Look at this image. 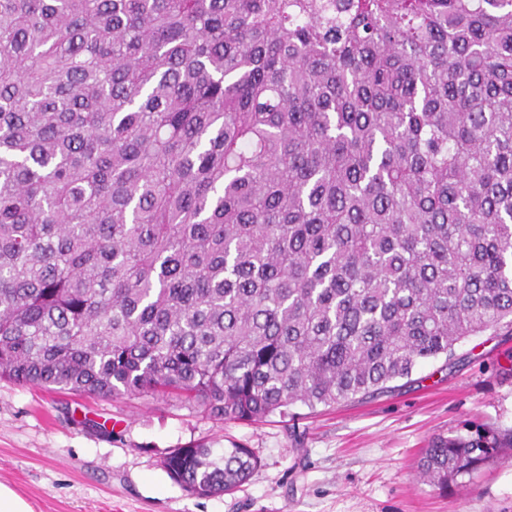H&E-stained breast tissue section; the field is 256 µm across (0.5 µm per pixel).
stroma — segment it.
Wrapping results in <instances>:
<instances>
[{
  "label": "stroma",
  "instance_id": "35a3bbf8",
  "mask_svg": "<svg viewBox=\"0 0 512 512\" xmlns=\"http://www.w3.org/2000/svg\"><path fill=\"white\" fill-rule=\"evenodd\" d=\"M512 429V333L472 336L411 382L298 420L221 422L175 398L74 396L0 380V483L34 512H512V456L445 490L418 462L432 438ZM250 448V482L198 496L161 462L175 448Z\"/></svg>",
  "mask_w": 512,
  "mask_h": 512
}]
</instances>
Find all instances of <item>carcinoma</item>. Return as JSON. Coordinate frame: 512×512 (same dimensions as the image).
I'll use <instances>...</instances> for the list:
<instances>
[{
  "mask_svg": "<svg viewBox=\"0 0 512 512\" xmlns=\"http://www.w3.org/2000/svg\"><path fill=\"white\" fill-rule=\"evenodd\" d=\"M503 325L512 0H0V379L256 422ZM162 464L214 496L258 460Z\"/></svg>",
  "mask_w": 512,
  "mask_h": 512,
  "instance_id": "cac0c4a2",
  "label": "carcinoma"
}]
</instances>
